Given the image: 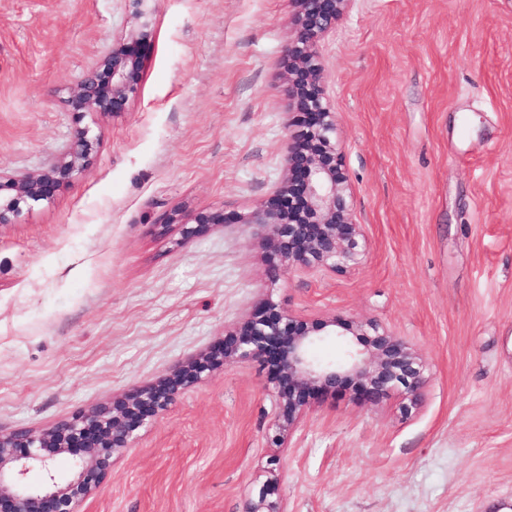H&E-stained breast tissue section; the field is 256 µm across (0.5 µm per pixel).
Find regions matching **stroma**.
I'll return each instance as SVG.
<instances>
[{"label": "stroma", "mask_w": 512, "mask_h": 512, "mask_svg": "<svg viewBox=\"0 0 512 512\" xmlns=\"http://www.w3.org/2000/svg\"><path fill=\"white\" fill-rule=\"evenodd\" d=\"M151 45L89 165L0 224V431L40 432L156 383L263 299L373 321L424 358L412 408L312 400L273 448L262 363L183 390L86 512H512V0H353L320 43L367 249L273 278L264 228L161 233L174 209L246 214L285 176L293 0H150ZM131 0H0V175L69 148L67 90L136 30Z\"/></svg>", "instance_id": "1"}]
</instances>
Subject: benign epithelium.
<instances>
[{"mask_svg": "<svg viewBox=\"0 0 512 512\" xmlns=\"http://www.w3.org/2000/svg\"><path fill=\"white\" fill-rule=\"evenodd\" d=\"M143 2L132 0L142 19L139 28L113 41L69 88L67 103L77 121L123 112L136 92L151 37ZM350 2L294 0L295 35L288 45L286 78L294 100L288 124L297 131L285 155V177L274 192L246 215L174 210L162 230L177 226L187 241L209 224H259L279 258L280 275L312 268L343 272L358 263L366 237L348 203L350 183L336 138V112L325 95L319 61L320 41L343 18ZM96 144L90 126L78 127L64 157L49 169L23 179L0 176V224H14L24 210L53 201L73 184ZM328 336L349 337L344 357L326 360L315 355ZM230 361H260L267 368L276 397L269 441L277 448L284 447L313 399L351 388L368 403L394 392L414 400L425 383L420 354L378 324L340 317L309 320L266 300L224 330V339L210 352L181 364L153 385L38 434L0 432V512H83L85 502L111 474L114 455L131 446L136 431L203 373ZM46 448L72 457L69 480L61 483L49 474ZM37 468L48 475L42 485L32 486L27 475ZM275 492L274 482L264 485L246 512H278L270 501Z\"/></svg>", "mask_w": 512, "mask_h": 512, "instance_id": "7a95c632", "label": "benign epithelium"}]
</instances>
